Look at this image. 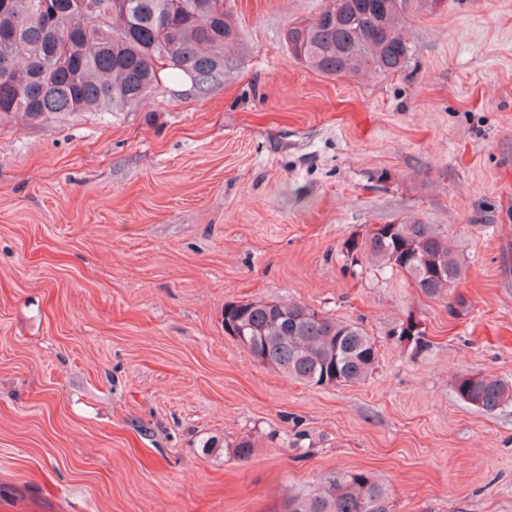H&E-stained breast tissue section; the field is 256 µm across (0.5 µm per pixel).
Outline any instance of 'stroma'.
I'll return each instance as SVG.
<instances>
[{
    "mask_svg": "<svg viewBox=\"0 0 512 512\" xmlns=\"http://www.w3.org/2000/svg\"><path fill=\"white\" fill-rule=\"evenodd\" d=\"M326 3L224 0L208 90L170 70L121 112L0 116V512H287L356 470L392 512H512V403L454 392L512 382V0H408L386 76L289 54ZM378 224L447 237L459 303L347 261ZM247 300L362 326L376 370L289 380L225 334ZM459 399L484 412H493L512 401V383L481 374L463 375L454 384Z\"/></svg>",
    "mask_w": 512,
    "mask_h": 512,
    "instance_id": "35a3bbf8",
    "label": "stroma"
}]
</instances>
